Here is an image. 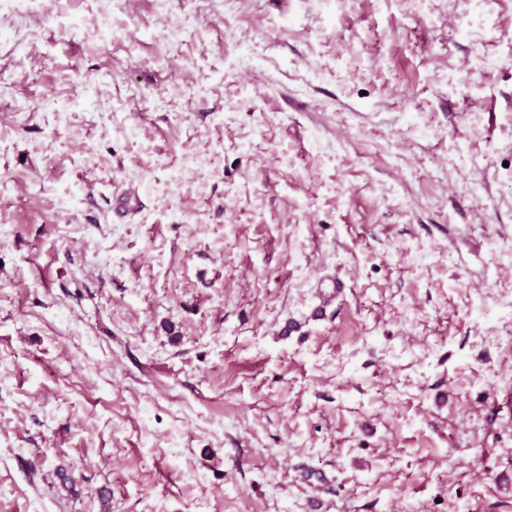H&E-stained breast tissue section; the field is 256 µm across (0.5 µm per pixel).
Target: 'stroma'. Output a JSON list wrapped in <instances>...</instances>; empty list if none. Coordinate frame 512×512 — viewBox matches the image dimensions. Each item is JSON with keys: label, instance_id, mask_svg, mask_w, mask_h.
<instances>
[{"label": "stroma", "instance_id": "stroma-1", "mask_svg": "<svg viewBox=\"0 0 512 512\" xmlns=\"http://www.w3.org/2000/svg\"><path fill=\"white\" fill-rule=\"evenodd\" d=\"M509 396L512 0L0 6V512H512Z\"/></svg>", "mask_w": 512, "mask_h": 512}]
</instances>
